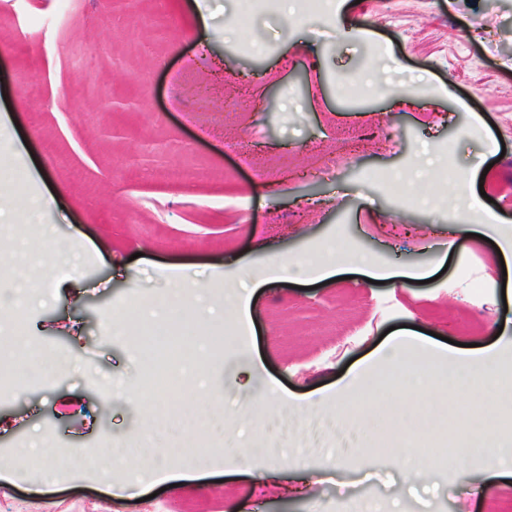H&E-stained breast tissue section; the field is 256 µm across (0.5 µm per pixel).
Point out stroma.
<instances>
[{
	"mask_svg": "<svg viewBox=\"0 0 512 512\" xmlns=\"http://www.w3.org/2000/svg\"><path fill=\"white\" fill-rule=\"evenodd\" d=\"M287 10L297 24L284 22ZM343 84L359 95H341ZM0 111L19 142L0 150V193L13 202L0 221L31 225L40 251H65L24 312L31 349L65 368L0 393V512H512V480L489 477L481 461L425 474L407 450L382 451L402 403L375 360L393 326L488 348L512 318L502 296L512 267L500 263L512 246V0H334L328 14L301 0L268 10L137 0L129 12L70 0L65 13L59 0H0ZM344 126L359 129L363 149L317 172L311 148L335 152ZM228 137L293 165L259 180L225 153ZM185 165L195 181L155 175ZM49 193L55 203L32 212ZM458 196L480 214L464 234ZM333 241L338 254L418 266L430 281H275L281 258L318 268ZM182 281L218 303L225 285L255 287L242 345L225 348L216 317L181 321L190 363L143 339V329L170 330L168 318L106 333L128 298L153 303ZM157 373L182 386L164 405L152 399ZM370 386L367 422L340 425L372 455L338 451L332 433L321 454L296 455V427L314 414L307 401ZM412 400L425 431L470 397L452 388ZM176 422L191 425L209 467L171 453ZM232 440L261 449L251 472ZM49 441L51 483L40 465L16 463L18 448ZM107 443L116 455L152 449L151 478L113 469L120 498L94 466L67 464Z\"/></svg>",
	"mask_w": 512,
	"mask_h": 512,
	"instance_id": "stroma-1",
	"label": "stroma"
}]
</instances>
